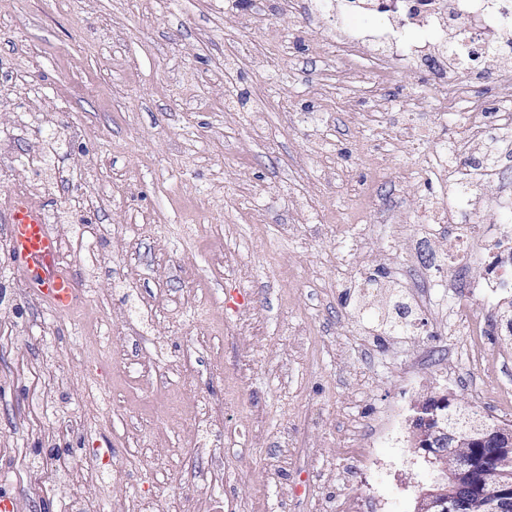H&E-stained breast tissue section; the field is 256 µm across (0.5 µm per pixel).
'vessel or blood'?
<instances>
[{
	"mask_svg": "<svg viewBox=\"0 0 512 512\" xmlns=\"http://www.w3.org/2000/svg\"><path fill=\"white\" fill-rule=\"evenodd\" d=\"M5 207L10 250L26 282L52 310L72 311L81 293L72 273L60 263L58 240L43 208L25 196L10 197Z\"/></svg>",
	"mask_w": 512,
	"mask_h": 512,
	"instance_id": "vessel-or-blood-1",
	"label": "vessel or blood"
}]
</instances>
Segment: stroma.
<instances>
[{"instance_id":"35a3bbf8","label":"stroma","mask_w":512,"mask_h":512,"mask_svg":"<svg viewBox=\"0 0 512 512\" xmlns=\"http://www.w3.org/2000/svg\"><path fill=\"white\" fill-rule=\"evenodd\" d=\"M0 0V200L28 187L70 252L85 300L30 296L0 223V502L61 512H342L370 448L383 512H414L432 470L413 445L427 392L512 424V345L483 288L512 241L454 271L433 249L428 308L401 335L371 298L409 274L426 198L416 175L456 134L415 141L379 85L336 64L331 13L277 0ZM388 210L389 223L379 220ZM477 285L476 341L448 333V282ZM56 382L54 403L32 404ZM86 478L46 490L54 458ZM353 458V466L355 469L349 474V478L356 480L359 475L368 469H377L383 466V463L372 457L370 448H353L350 451Z\"/></svg>"}]
</instances>
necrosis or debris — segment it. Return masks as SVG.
<instances>
[{
	"label": "necrosis or debris",
	"instance_id": "necrosis-or-debris-1",
	"mask_svg": "<svg viewBox=\"0 0 512 512\" xmlns=\"http://www.w3.org/2000/svg\"><path fill=\"white\" fill-rule=\"evenodd\" d=\"M328 9L336 17L332 40L342 66H351L357 58L368 60L380 83L386 84L403 66L435 62L433 84L420 95L390 101L388 109L411 120L427 101L433 102L437 111L458 112L453 142L446 152L424 159L417 174L448 185L447 197L430 198L423 204L429 221L448 227L444 260L457 267L480 259L489 248L480 222L487 204L480 185L499 178V158L512 151V101L500 105L495 126H488L480 97L470 94L447 46L425 41L404 44L401 25L408 22L449 29L466 54L485 58L489 45L512 36V0H426L421 6L411 5L410 0H375L373 9L382 15L383 23L368 31L345 25L347 17L362 11L361 0H330Z\"/></svg>",
	"mask_w": 512,
	"mask_h": 512
}]
</instances>
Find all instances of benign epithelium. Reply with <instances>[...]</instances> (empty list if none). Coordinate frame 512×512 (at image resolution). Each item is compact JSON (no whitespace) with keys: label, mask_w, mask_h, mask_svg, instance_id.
I'll return each instance as SVG.
<instances>
[{"label":"benign epithelium","mask_w":512,"mask_h":512,"mask_svg":"<svg viewBox=\"0 0 512 512\" xmlns=\"http://www.w3.org/2000/svg\"><path fill=\"white\" fill-rule=\"evenodd\" d=\"M410 420L434 472L414 512H512V429L479 422L469 406L430 393Z\"/></svg>","instance_id":"obj_1"}]
</instances>
